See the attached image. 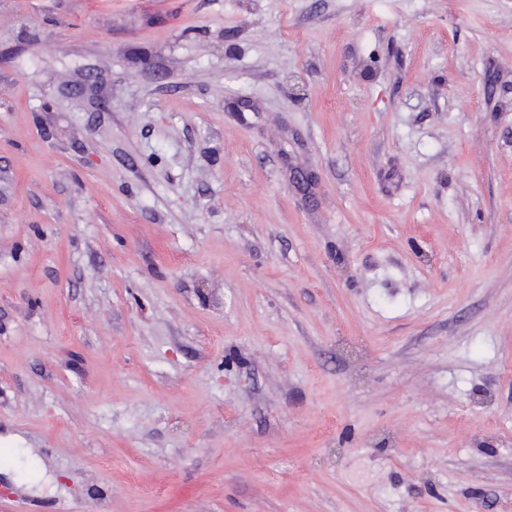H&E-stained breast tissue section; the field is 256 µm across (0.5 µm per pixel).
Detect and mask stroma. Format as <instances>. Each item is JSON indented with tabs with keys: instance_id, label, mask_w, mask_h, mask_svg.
I'll return each instance as SVG.
<instances>
[{
	"instance_id": "1",
	"label": "stroma",
	"mask_w": 512,
	"mask_h": 512,
	"mask_svg": "<svg viewBox=\"0 0 512 512\" xmlns=\"http://www.w3.org/2000/svg\"><path fill=\"white\" fill-rule=\"evenodd\" d=\"M0 512H512V0H0Z\"/></svg>"
}]
</instances>
